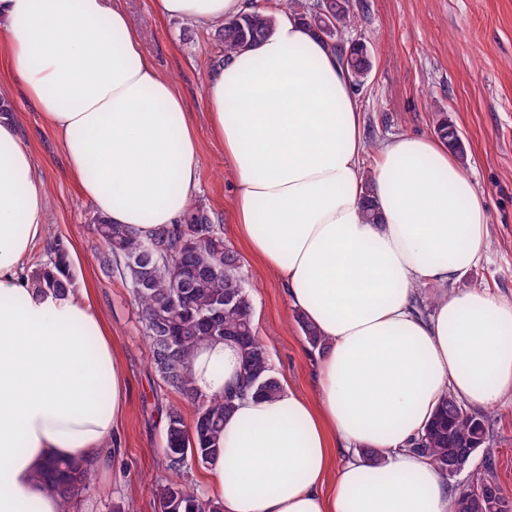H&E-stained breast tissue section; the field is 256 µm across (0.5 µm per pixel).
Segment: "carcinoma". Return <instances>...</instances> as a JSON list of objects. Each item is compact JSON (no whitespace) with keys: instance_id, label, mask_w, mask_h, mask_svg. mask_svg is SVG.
I'll use <instances>...</instances> for the list:
<instances>
[{"instance_id":"cac0c4a2","label":"carcinoma","mask_w":512,"mask_h":512,"mask_svg":"<svg viewBox=\"0 0 512 512\" xmlns=\"http://www.w3.org/2000/svg\"><path fill=\"white\" fill-rule=\"evenodd\" d=\"M281 8L293 12L312 34L329 42L352 84L364 85L372 68L367 46L335 38L354 25L351 0H281ZM273 22L272 16L252 6L223 22L217 26L222 52L229 55L258 43L270 34ZM435 132L459 158H465L464 144L448 119H438ZM95 231L106 248L102 265L117 271L130 285L152 362L166 390L195 406L190 423L180 404L172 403L167 409L161 465L177 480L164 486L158 512H222L218 501L201 497L181 478L222 451L224 418L233 411L235 396L200 393L187 371L188 363L203 343L233 341L241 349L243 372L254 394L269 398L279 390L266 345L254 330V309L239 254L224 245L221 226L211 223L199 207L191 209L175 227L150 238L141 237L132 226L110 224L101 218L96 219ZM35 280L60 295L74 287L68 252L60 241L48 243ZM485 443V421L449 395L410 449L432 458L446 474L453 461L474 458ZM39 477L51 493L66 500L95 480V474L73 458L47 461ZM485 484H496L492 474L459 491L452 512H501L496 501L483 492Z\"/></svg>"}]
</instances>
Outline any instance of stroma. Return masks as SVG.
<instances>
[{
	"label": "stroma",
	"mask_w": 512,
	"mask_h": 512,
	"mask_svg": "<svg viewBox=\"0 0 512 512\" xmlns=\"http://www.w3.org/2000/svg\"><path fill=\"white\" fill-rule=\"evenodd\" d=\"M357 23L343 41L367 44L371 73L358 91L371 170L385 141L403 134L431 136L438 118L455 125L466 146L462 166L485 197L488 236L479 263L448 284L418 285L415 301L432 311L438 294L488 288L512 302V0H351ZM143 49L160 74L182 90L196 124L199 190L196 206L220 224L224 242L240 250L233 224L235 177L224 147L206 123L205 86L217 58L213 30L158 17L154 0H120ZM19 117V136L40 161V178L49 200V220L72 250L75 285L89 288L90 301L112 332L129 384L130 407L118 435L122 456L108 473L98 475L81 500L87 512H155L169 475L160 465L165 416L155 396L161 380L128 284L119 275L104 276L99 257L104 247L92 230L95 205L68 178L56 133L41 112L14 88L10 98ZM250 284L254 328L266 346L277 377L303 394L312 392L313 348L288 309L275 278L243 258ZM485 420L486 445L471 466L451 483L470 486L492 470L502 494L512 502V394L490 407L472 406Z\"/></svg>",
	"instance_id": "stroma-1"
}]
</instances>
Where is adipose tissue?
<instances>
[{
	"mask_svg": "<svg viewBox=\"0 0 512 512\" xmlns=\"http://www.w3.org/2000/svg\"><path fill=\"white\" fill-rule=\"evenodd\" d=\"M244 9L155 0L158 16L198 28ZM0 18V67L57 133L79 192L145 237L177 223L198 189V140L184 96L125 11L114 0H0ZM206 97L236 177L237 233L324 347L313 397L284 380L275 398L236 401L202 486L223 512H452L447 476L409 445L444 395L490 406L512 392V304L476 287L441 296L424 319L413 294L478 264L483 193L445 143L411 134L386 141L364 181L349 75L293 13L276 12L269 36L220 59ZM37 168L16 115L1 112L0 512H81L35 472L56 457L110 470L104 447L119 443L128 379L88 289L59 297L26 272L48 231ZM188 370L205 395L236 390L240 349L204 343Z\"/></svg>",
	"mask_w": 512,
	"mask_h": 512,
	"instance_id": "obj_1",
	"label": "adipose tissue"
}]
</instances>
